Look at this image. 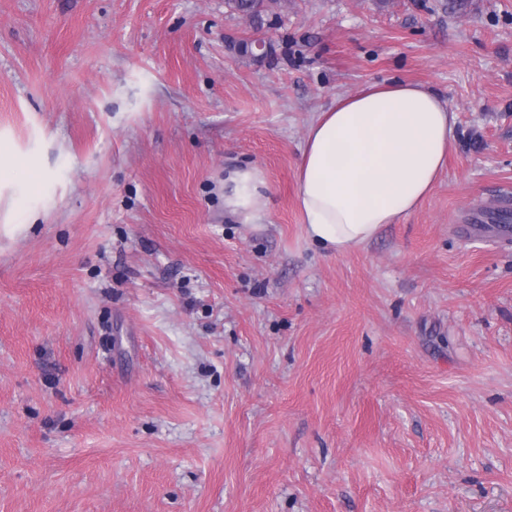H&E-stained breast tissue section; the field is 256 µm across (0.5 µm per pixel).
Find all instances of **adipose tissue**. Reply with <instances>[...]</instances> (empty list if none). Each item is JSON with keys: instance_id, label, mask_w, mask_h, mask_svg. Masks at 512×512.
Listing matches in <instances>:
<instances>
[{"instance_id": "1", "label": "adipose tissue", "mask_w": 512, "mask_h": 512, "mask_svg": "<svg viewBox=\"0 0 512 512\" xmlns=\"http://www.w3.org/2000/svg\"><path fill=\"white\" fill-rule=\"evenodd\" d=\"M456 117L425 86L373 82L339 96L310 125L297 166L305 234L335 254L399 224L434 190L455 138ZM254 165L224 182V211L248 224L267 206Z\"/></svg>"}]
</instances>
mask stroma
<instances>
[{
    "mask_svg": "<svg viewBox=\"0 0 512 512\" xmlns=\"http://www.w3.org/2000/svg\"><path fill=\"white\" fill-rule=\"evenodd\" d=\"M382 79L456 139L330 254L300 150ZM0 158V512H512V0H0ZM268 186L256 165L237 168L224 180V211L243 224L258 219L267 206Z\"/></svg>",
    "mask_w": 512,
    "mask_h": 512,
    "instance_id": "35a3bbf8",
    "label": "stroma"
}]
</instances>
